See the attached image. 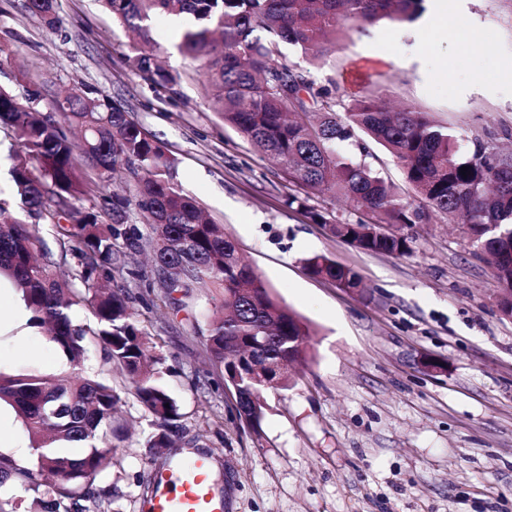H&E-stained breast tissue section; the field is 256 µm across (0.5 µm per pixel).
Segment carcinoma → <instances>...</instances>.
Here are the masks:
<instances>
[{"label":"carcinoma","instance_id":"1","mask_svg":"<svg viewBox=\"0 0 512 512\" xmlns=\"http://www.w3.org/2000/svg\"><path fill=\"white\" fill-rule=\"evenodd\" d=\"M104 8L136 33L141 46L131 57L136 73L152 85L175 81L150 46L149 21L161 14L191 20L179 48L200 63L206 96L224 122L236 128L264 158L273 161L306 194L325 190L359 211L354 222L310 210L311 220L343 241L374 253L405 255L410 238L376 225L462 222L468 237L482 242L499 283L512 289V237L489 231L512 226V152L477 134L460 150L448 127L410 104L393 107L369 97L352 100L336 113V81L316 85L310 71L288 63L282 45L298 49L313 65L336 51L345 21L364 29L387 19L413 22L423 0H101ZM56 0H28V8L53 28ZM37 93L20 98L0 89V125L14 133L23 154L10 176L16 209L0 205V277H8L32 313L30 324L51 341L80 373H0V403L21 420L32 450V467L19 468L0 454V471L31 494L29 512H101L112 488L95 485L112 465V418L118 398L99 372L83 370L89 350L100 347L104 363L127 371L135 395L152 417L149 447L167 448L182 431L178 406L160 384L162 358L131 306L128 278L145 273L127 267L128 257L146 249L168 283L167 296L181 307L208 285L224 290L208 316L207 353L240 388V417L260 424L263 380L258 366L281 360L291 365L310 357L308 328L270 293L224 233L173 180L176 161L121 106L105 95L77 89L57 102L67 130L34 109ZM400 165L414 201L404 200L366 161L365 138ZM94 166L95 180L84 167ZM469 170L461 173V167ZM130 175L134 193L86 206ZM139 210L145 228L129 223ZM54 220V241L70 261L58 263L50 244L36 237L29 220ZM76 239L79 246L66 244ZM308 273L354 291L360 274L323 254L304 259ZM84 305L94 320L76 322L72 309ZM80 448L78 456L66 452Z\"/></svg>","mask_w":512,"mask_h":512}]
</instances>
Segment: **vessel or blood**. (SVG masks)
Instances as JSON below:
<instances>
[{"mask_svg": "<svg viewBox=\"0 0 512 512\" xmlns=\"http://www.w3.org/2000/svg\"><path fill=\"white\" fill-rule=\"evenodd\" d=\"M147 512H225L215 490L208 457H192L182 465L157 472Z\"/></svg>", "mask_w": 512, "mask_h": 512, "instance_id": "1", "label": "vessel or blood"}]
</instances>
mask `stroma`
I'll return each instance as SVG.
<instances>
[{
    "label": "stroma",
    "mask_w": 512,
    "mask_h": 512,
    "mask_svg": "<svg viewBox=\"0 0 512 512\" xmlns=\"http://www.w3.org/2000/svg\"><path fill=\"white\" fill-rule=\"evenodd\" d=\"M56 12L51 29L27 0H0V88L38 90L34 107L45 114L71 88L120 104L177 159L179 186L311 330V362L288 389L263 391L253 429L204 347L215 290L201 289L194 309L178 311L155 285L138 308L182 414L178 448L211 457L227 512H512V315L460 224L408 227L404 256L331 236L288 208V196L340 219H355L354 208L330 192L306 196L225 124L201 91L196 63L178 49L175 16L150 22L162 64L177 77L156 89L131 66L134 34L97 0H56ZM451 19L432 29V52L414 63L404 54L420 21L362 33L345 26L311 74L319 84L335 79L339 104L359 96L410 103L461 148L476 134L499 142L502 127H512V0H466ZM313 254L357 270L364 290L309 275L303 260ZM32 369L73 373L43 330L0 332V372ZM107 377L121 428L96 484L112 490L109 512H145L153 476L173 465L177 448L148 447L150 418L129 377L116 368Z\"/></svg>",
    "instance_id": "35a3bbf8"
}]
</instances>
